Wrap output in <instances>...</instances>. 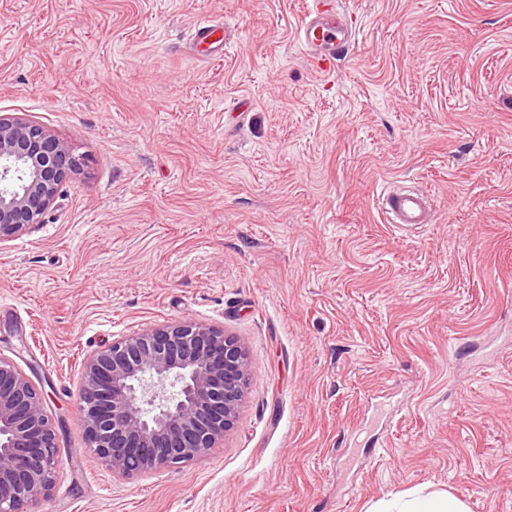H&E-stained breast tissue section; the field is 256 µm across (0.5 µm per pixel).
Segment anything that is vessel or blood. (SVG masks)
Masks as SVG:
<instances>
[{"mask_svg": "<svg viewBox=\"0 0 512 512\" xmlns=\"http://www.w3.org/2000/svg\"><path fill=\"white\" fill-rule=\"evenodd\" d=\"M357 35L358 29L348 22L340 0H303L295 37L320 71L334 70L337 61L355 44ZM193 41L207 45L210 56L224 54V40L212 27H196ZM379 203L389 223L402 228L429 224L434 218L429 197L408 187L392 185L383 189Z\"/></svg>", "mask_w": 512, "mask_h": 512, "instance_id": "1", "label": "vessel or blood"}]
</instances>
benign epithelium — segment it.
I'll use <instances>...</instances> for the list:
<instances>
[{
  "mask_svg": "<svg viewBox=\"0 0 512 512\" xmlns=\"http://www.w3.org/2000/svg\"><path fill=\"white\" fill-rule=\"evenodd\" d=\"M85 159L42 125L0 114V243L42 223ZM244 346L192 322L157 325L84 359L79 408L89 450L132 479L207 456L245 396ZM46 396L0 357V512H40L61 460Z\"/></svg>",
  "mask_w": 512,
  "mask_h": 512,
  "instance_id": "benign-epithelium-1",
  "label": "benign epithelium"
}]
</instances>
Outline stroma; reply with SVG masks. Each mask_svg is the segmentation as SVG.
<instances>
[{
	"label": "stroma",
	"mask_w": 512,
	"mask_h": 512,
	"mask_svg": "<svg viewBox=\"0 0 512 512\" xmlns=\"http://www.w3.org/2000/svg\"><path fill=\"white\" fill-rule=\"evenodd\" d=\"M349 6L325 74L300 0H0V114L86 159L0 244V355L60 448L43 512H512V0ZM208 24L224 57L191 41ZM388 184L434 223H386ZM184 321L244 345L236 422L116 477L86 448L83 360ZM383 508L375 512H467L465 504L451 496H428L404 501L396 509L386 505Z\"/></svg>",
	"instance_id": "stroma-1"
}]
</instances>
